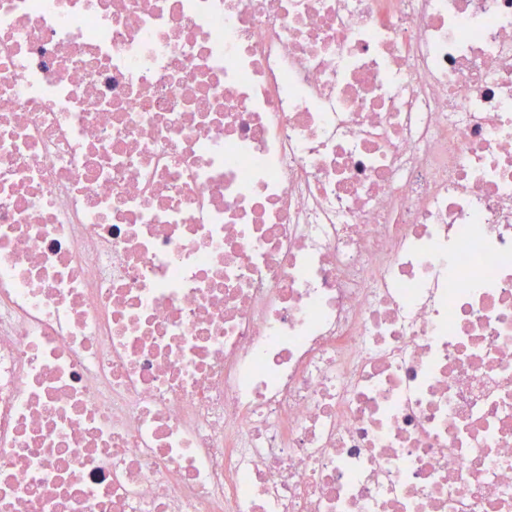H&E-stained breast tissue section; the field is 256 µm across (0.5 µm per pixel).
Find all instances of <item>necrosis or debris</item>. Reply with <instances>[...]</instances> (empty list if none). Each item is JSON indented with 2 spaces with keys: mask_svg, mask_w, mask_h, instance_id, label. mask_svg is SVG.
Returning <instances> with one entry per match:
<instances>
[{
  "mask_svg": "<svg viewBox=\"0 0 512 512\" xmlns=\"http://www.w3.org/2000/svg\"><path fill=\"white\" fill-rule=\"evenodd\" d=\"M0 512H512V0H0Z\"/></svg>",
  "mask_w": 512,
  "mask_h": 512,
  "instance_id": "necrosis-or-debris-1",
  "label": "necrosis or debris"
}]
</instances>
